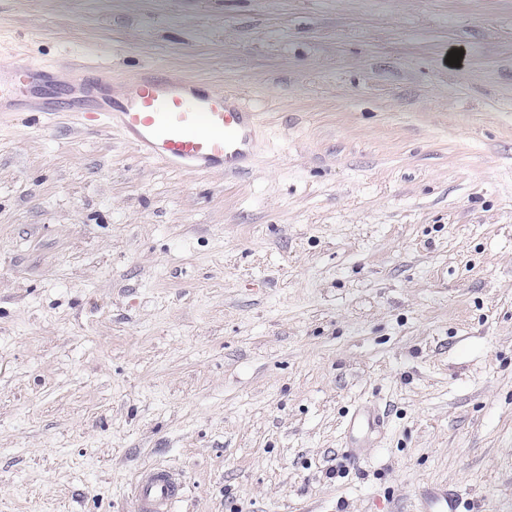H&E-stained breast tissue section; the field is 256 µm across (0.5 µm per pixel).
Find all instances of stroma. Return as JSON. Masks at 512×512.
Returning a JSON list of instances; mask_svg holds the SVG:
<instances>
[{
    "instance_id": "35a3bbf8",
    "label": "stroma",
    "mask_w": 512,
    "mask_h": 512,
    "mask_svg": "<svg viewBox=\"0 0 512 512\" xmlns=\"http://www.w3.org/2000/svg\"><path fill=\"white\" fill-rule=\"evenodd\" d=\"M2 58L257 133L230 175L0 113V512H134L156 464L172 512H512V0H0ZM380 419L373 413L364 409H357L350 416L347 424L346 444L351 448V454L357 455L359 448H364L363 444L369 439V436L378 433L380 430ZM184 491L176 473L165 466L143 469L136 478L134 499L136 512H170ZM459 499L448 485L424 486L418 490V512H460Z\"/></svg>"
}]
</instances>
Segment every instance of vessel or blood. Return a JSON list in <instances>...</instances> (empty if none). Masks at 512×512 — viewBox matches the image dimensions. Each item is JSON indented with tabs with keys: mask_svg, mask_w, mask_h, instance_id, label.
<instances>
[{
	"mask_svg": "<svg viewBox=\"0 0 512 512\" xmlns=\"http://www.w3.org/2000/svg\"><path fill=\"white\" fill-rule=\"evenodd\" d=\"M48 78L63 87L80 86L87 94L95 86L112 84L107 67L49 72L16 60L0 66V107L31 106L36 87ZM90 116L120 132L143 157L183 169L241 173L251 156L254 113L235 96L176 77L142 73L124 83L115 97L95 102ZM380 425L375 414L355 410L347 424L348 448H362ZM183 491L172 469L145 468L134 485L136 512H171ZM459 499L447 486H424L417 495L418 512H458Z\"/></svg>",
	"mask_w": 512,
	"mask_h": 512,
	"instance_id": "1",
	"label": "vessel or blood"
}]
</instances>
